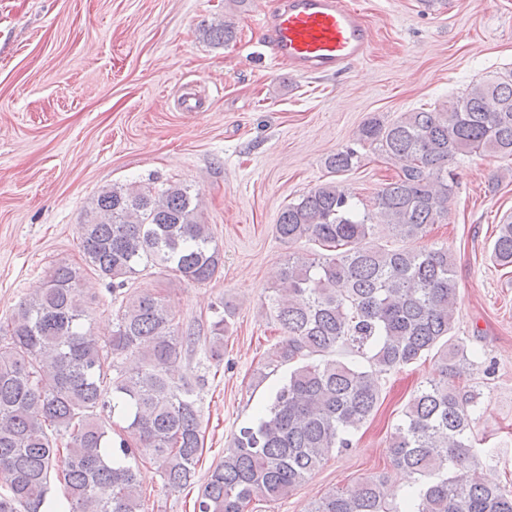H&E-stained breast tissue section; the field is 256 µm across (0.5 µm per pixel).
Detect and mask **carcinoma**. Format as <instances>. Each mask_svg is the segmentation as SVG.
Wrapping results in <instances>:
<instances>
[{"instance_id":"carcinoma-1","label":"carcinoma","mask_w":512,"mask_h":512,"mask_svg":"<svg viewBox=\"0 0 512 512\" xmlns=\"http://www.w3.org/2000/svg\"><path fill=\"white\" fill-rule=\"evenodd\" d=\"M206 32L217 43L235 37L228 21ZM357 144L398 164L397 176L378 192L375 212L360 210L337 180L361 163L348 146L325 160L333 179L279 214L275 233L292 251L271 288L283 336L266 366L288 375L233 434L198 488L195 512H249L256 499L287 496L330 454L352 447L379 404V376L423 358L439 377L415 391L387 444L394 464L418 476L405 510L389 507L386 480L365 476L321 495L309 512H512V491L473 464L480 393L459 383L473 361L454 339L453 255L408 246L448 219L458 157H512V76L486 77L439 108L390 123L372 117ZM376 220L403 245L375 243ZM79 238L82 263L54 268L0 324V512H142L133 462L146 456L167 490L195 483L202 411L192 387L172 379L192 336L161 293L131 281L152 268L200 285L220 275L224 253L202 221L200 193L174 182L105 187ZM304 240L323 252L294 249ZM491 258L512 268L511 220L497 225ZM90 274L117 302L106 341L87 326ZM234 315L225 304L211 322L206 353L217 364ZM349 345L367 365L331 358ZM53 477L60 498L51 495Z\"/></svg>"}]
</instances>
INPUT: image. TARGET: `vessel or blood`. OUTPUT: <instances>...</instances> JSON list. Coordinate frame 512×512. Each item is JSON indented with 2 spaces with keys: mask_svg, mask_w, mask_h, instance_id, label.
Instances as JSON below:
<instances>
[{
  "mask_svg": "<svg viewBox=\"0 0 512 512\" xmlns=\"http://www.w3.org/2000/svg\"><path fill=\"white\" fill-rule=\"evenodd\" d=\"M262 38L296 74H334L366 59L369 32L345 0H283L263 24Z\"/></svg>",
  "mask_w": 512,
  "mask_h": 512,
  "instance_id": "1",
  "label": "vessel or blood"
}]
</instances>
